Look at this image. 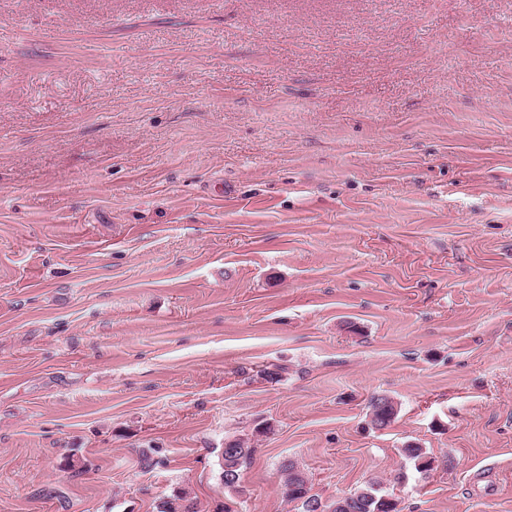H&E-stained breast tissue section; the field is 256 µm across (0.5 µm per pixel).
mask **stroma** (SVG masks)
Listing matches in <instances>:
<instances>
[{
    "label": "stroma",
    "mask_w": 512,
    "mask_h": 512,
    "mask_svg": "<svg viewBox=\"0 0 512 512\" xmlns=\"http://www.w3.org/2000/svg\"><path fill=\"white\" fill-rule=\"evenodd\" d=\"M287 459L512 512V0H0V512ZM369 407L374 427L382 430L390 427L398 414L396 402L387 395L373 397ZM236 448L240 449L237 450V452L234 454H228L230 452H235ZM225 449L227 450L228 453L224 452V457L221 462V474L224 481V486L229 490H233L237 493H240V490L237 489L238 481L232 482L226 480L225 477L226 474H228L229 472H233L238 476V480L240 479V469L243 466V464L251 457L253 448H251L246 442H238L233 445H229V448Z\"/></svg>",
    "instance_id": "1"
}]
</instances>
